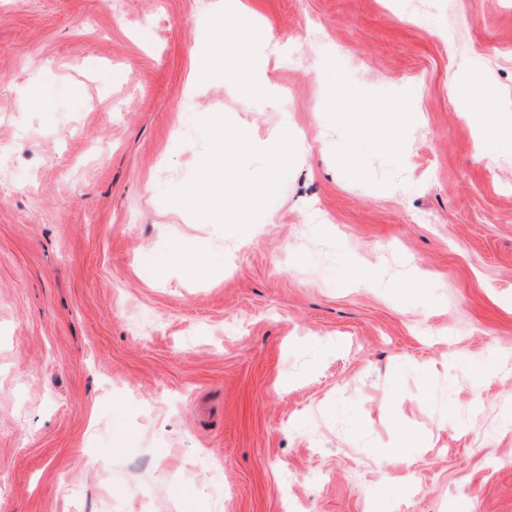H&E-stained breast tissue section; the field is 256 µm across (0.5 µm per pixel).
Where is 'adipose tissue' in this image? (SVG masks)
<instances>
[{
    "instance_id": "1",
    "label": "adipose tissue",
    "mask_w": 512,
    "mask_h": 512,
    "mask_svg": "<svg viewBox=\"0 0 512 512\" xmlns=\"http://www.w3.org/2000/svg\"><path fill=\"white\" fill-rule=\"evenodd\" d=\"M213 39L220 47V55L204 53L198 63L199 70L212 67L215 59L224 61V80L240 85L259 95L271 94L272 89L266 77L253 65V57L258 43L269 40L268 32L258 30L252 20L236 12H227L212 28ZM213 155L225 163L235 162L249 152L266 154L271 163L250 182L232 186L227 194L214 196L212 202L227 207L229 219L245 216L262 201L272 197L288 173L290 146L285 145L277 133H269L266 138L255 139L248 133H240L235 143H227L224 126L220 123L211 126Z\"/></svg>"
}]
</instances>
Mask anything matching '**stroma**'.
Here are the masks:
<instances>
[{
	"mask_svg": "<svg viewBox=\"0 0 512 512\" xmlns=\"http://www.w3.org/2000/svg\"><path fill=\"white\" fill-rule=\"evenodd\" d=\"M236 6L275 97L192 78ZM327 65L406 110L357 172ZM462 71L512 115V0H0V512H512V131ZM216 121L303 143L246 220L180 203Z\"/></svg>",
	"mask_w": 512,
	"mask_h": 512,
	"instance_id": "stroma-1",
	"label": "stroma"
}]
</instances>
